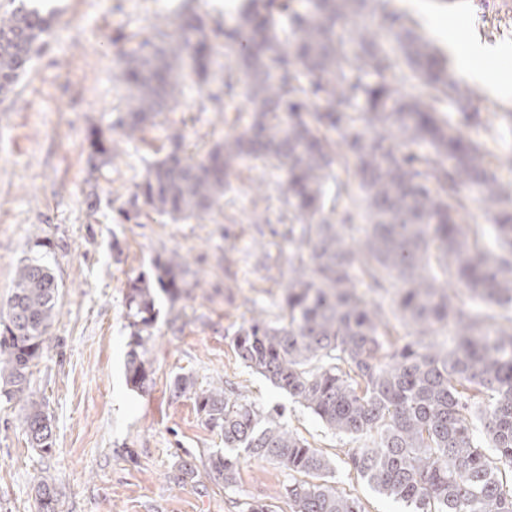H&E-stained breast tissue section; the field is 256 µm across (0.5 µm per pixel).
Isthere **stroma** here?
Listing matches in <instances>:
<instances>
[{
    "instance_id": "35a3bbf8",
    "label": "stroma",
    "mask_w": 512,
    "mask_h": 512,
    "mask_svg": "<svg viewBox=\"0 0 512 512\" xmlns=\"http://www.w3.org/2000/svg\"><path fill=\"white\" fill-rule=\"evenodd\" d=\"M179 0H40L51 31L13 94L0 101V311L25 259H43L60 284L58 313L44 337L31 386L51 416L50 453L32 448L22 397L0 396V512H38L35 487L52 481L59 512H240L252 499L291 512L287 476L275 462L241 455L237 481L225 487L208 468L224 437L210 429L195 394L213 386L241 402L278 410L280 423L332 461L337 491L365 512H409L375 491L345 462L352 438L328 430L307 408L247 368L235 335L253 320L285 314L292 249L262 215L282 202L278 175L251 161L204 219L148 213L124 222L119 210L150 164L170 150L189 153L241 132L249 113L202 111V94L185 88L176 111L129 139L111 137L115 158L91 157V129L108 128L123 86L117 59L130 38L174 27ZM416 32L448 49L447 20L473 26L501 54L475 60L512 85V0H397ZM179 254L187 272L179 295L155 293L143 388L126 381L131 341L126 292L138 277L156 280L157 262ZM192 391L174 395L177 377ZM189 461L196 476L176 486L169 474Z\"/></svg>"
}]
</instances>
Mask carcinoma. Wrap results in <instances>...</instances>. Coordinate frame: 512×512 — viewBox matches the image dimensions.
Returning <instances> with one entry per match:
<instances>
[{"instance_id":"1","label":"carcinoma","mask_w":512,"mask_h":512,"mask_svg":"<svg viewBox=\"0 0 512 512\" xmlns=\"http://www.w3.org/2000/svg\"><path fill=\"white\" fill-rule=\"evenodd\" d=\"M182 0L173 30L153 28L119 61L123 108L110 129L127 137L176 110L187 84L208 87L220 108L238 96L251 106L247 128L204 156H180L182 138L154 162L126 201L175 220L200 219L219 205L245 161L277 170L284 209L265 223L286 225L293 247L288 314L238 331L244 365L309 409L329 430L360 445L347 464L379 493L412 512H512V186L486 165V143L464 135L511 125L497 103L486 118L470 111L474 91L448 74L447 59L406 26L394 0H247L230 20L212 21ZM379 18V27L362 22ZM51 26L21 0L0 15V96L11 92ZM418 80L422 97L402 87ZM91 154L108 158L112 139L91 130ZM345 159L344 177L333 170ZM357 202L336 214L329 183ZM476 203L488 224H462ZM364 238L350 236L357 219ZM174 293L184 263L158 265ZM465 288L477 311L457 305L448 281ZM374 293L368 299L360 292ZM391 303H386V297ZM59 284L37 260L21 264L0 333V392L24 396L25 433L48 454L51 419L30 377L56 312ZM131 350L126 380L147 381L145 344L155 299L139 277L126 294ZM412 329L386 349L389 317ZM453 330L451 341L437 337ZM206 424L224 447L288 471L291 512H364L359 499L329 484L330 460L276 420L220 388L196 394ZM239 456H209L214 478L235 484ZM39 512H57L48 480L36 487Z\"/></svg>"}]
</instances>
